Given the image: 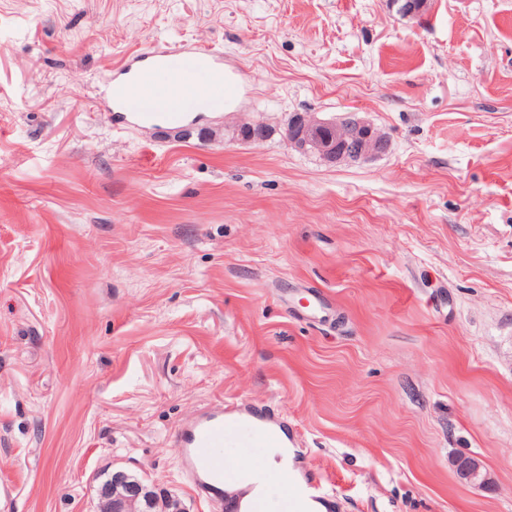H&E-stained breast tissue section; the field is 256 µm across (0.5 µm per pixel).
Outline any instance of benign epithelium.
<instances>
[{
    "label": "benign epithelium",
    "mask_w": 512,
    "mask_h": 512,
    "mask_svg": "<svg viewBox=\"0 0 512 512\" xmlns=\"http://www.w3.org/2000/svg\"><path fill=\"white\" fill-rule=\"evenodd\" d=\"M238 134L245 141L258 142L266 139L268 131L263 126L246 123L239 127ZM286 137L292 148L316 153L330 165L363 164L388 149L386 137L356 112L331 119L319 118L312 112L296 113L288 121ZM455 473L469 485L486 487L492 483L482 461L473 455L458 456ZM155 492L154 486L122 470L113 472L100 489L110 504V512H148Z\"/></svg>",
    "instance_id": "1"
}]
</instances>
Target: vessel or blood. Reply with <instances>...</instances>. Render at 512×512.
Masks as SVG:
<instances>
[{
  "label": "vessel or blood",
  "instance_id": "vessel-or-blood-1",
  "mask_svg": "<svg viewBox=\"0 0 512 512\" xmlns=\"http://www.w3.org/2000/svg\"><path fill=\"white\" fill-rule=\"evenodd\" d=\"M125 86H112L101 95L105 111L135 112L150 124H181L190 100L172 92L175 83L209 87L200 104L212 112L225 107L224 87L217 77L224 74V58L200 48H163L135 57L123 67ZM194 493L202 499H225V484L239 476L226 467L224 451L237 449V458L247 464L253 478V491L244 501L225 500L228 512H300L299 502L313 501L311 485L302 482L278 492V472L259 464L262 448H284L288 439L275 416L267 410L240 408L216 402L203 406L196 417L180 425L170 439Z\"/></svg>",
  "mask_w": 512,
  "mask_h": 512
}]
</instances>
